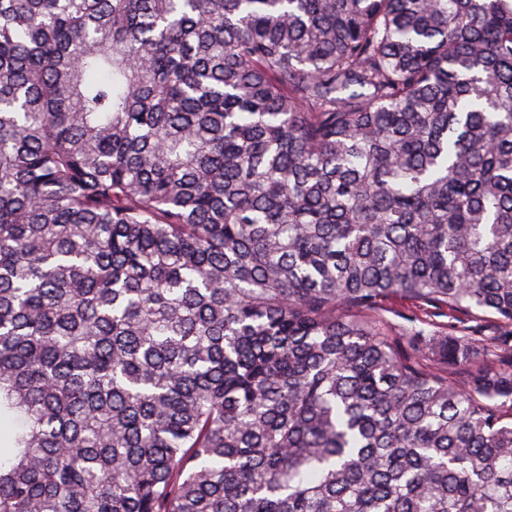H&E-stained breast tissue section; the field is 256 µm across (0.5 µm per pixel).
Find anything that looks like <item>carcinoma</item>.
Listing matches in <instances>:
<instances>
[{"label": "carcinoma", "instance_id": "obj_1", "mask_svg": "<svg viewBox=\"0 0 512 512\" xmlns=\"http://www.w3.org/2000/svg\"><path fill=\"white\" fill-rule=\"evenodd\" d=\"M0 512H512V0H0ZM384 306L387 310L384 316L393 335L410 336L413 332H423L426 336H437L452 331L448 329V316H438L434 309L424 302L396 300L388 301ZM403 317L412 318L414 322Z\"/></svg>", "mask_w": 512, "mask_h": 512}]
</instances>
